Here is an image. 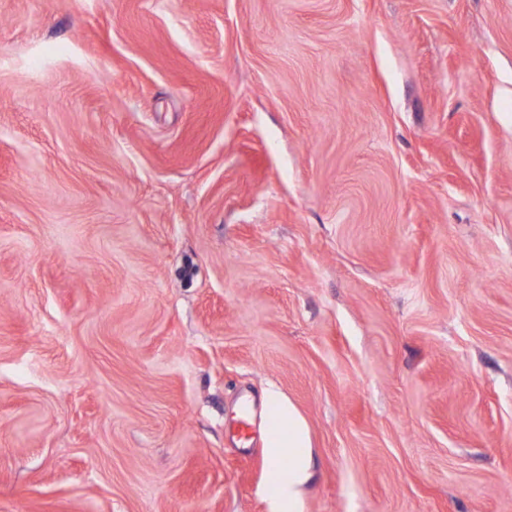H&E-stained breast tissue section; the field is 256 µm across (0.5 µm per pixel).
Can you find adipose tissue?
Returning a JSON list of instances; mask_svg holds the SVG:
<instances>
[{"mask_svg":"<svg viewBox=\"0 0 512 512\" xmlns=\"http://www.w3.org/2000/svg\"><path fill=\"white\" fill-rule=\"evenodd\" d=\"M262 441L269 458L287 454V473L268 474L269 512H302L304 487L313 477L309 429L295 408L273 389L263 395Z\"/></svg>","mask_w":512,"mask_h":512,"instance_id":"adipose-tissue-1","label":"adipose tissue"}]
</instances>
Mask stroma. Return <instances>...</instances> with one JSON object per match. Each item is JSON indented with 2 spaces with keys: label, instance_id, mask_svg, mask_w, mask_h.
I'll list each match as a JSON object with an SVG mask.
<instances>
[{
  "label": "stroma",
  "instance_id": "obj_1",
  "mask_svg": "<svg viewBox=\"0 0 512 512\" xmlns=\"http://www.w3.org/2000/svg\"><path fill=\"white\" fill-rule=\"evenodd\" d=\"M272 386L512 512V0H0V512H268Z\"/></svg>",
  "mask_w": 512,
  "mask_h": 512
}]
</instances>
